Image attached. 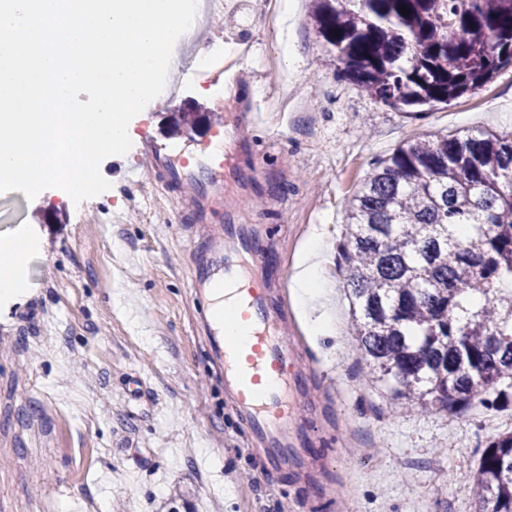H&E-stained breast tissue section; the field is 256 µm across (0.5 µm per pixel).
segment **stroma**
I'll return each mask as SVG.
<instances>
[{
    "instance_id": "stroma-1",
    "label": "stroma",
    "mask_w": 512,
    "mask_h": 512,
    "mask_svg": "<svg viewBox=\"0 0 512 512\" xmlns=\"http://www.w3.org/2000/svg\"><path fill=\"white\" fill-rule=\"evenodd\" d=\"M294 0L277 32L259 13L213 15L204 45H249L246 88L220 96L187 85L181 102H151L132 120L130 151L100 165L111 187L74 203L62 190L0 195V239L37 240L25 288L0 301V512H472L467 488L486 443L512 428V406L420 415L400 411L368 383L353 345L338 244L344 200L399 144L461 129L512 133V67L481 92L406 113L339 76ZM293 96L250 144L266 178L226 194L260 242L296 277L314 237L324 245L321 310L337 323L314 331L296 287L285 300L308 380L298 413L314 464L296 475L265 468L224 395L195 326L193 243L173 198L142 167L148 142H166L180 118L222 100ZM138 169V182L127 173Z\"/></svg>"
}]
</instances>
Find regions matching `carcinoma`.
Segmentation results:
<instances>
[{
  "label": "carcinoma",
  "mask_w": 512,
  "mask_h": 512,
  "mask_svg": "<svg viewBox=\"0 0 512 512\" xmlns=\"http://www.w3.org/2000/svg\"><path fill=\"white\" fill-rule=\"evenodd\" d=\"M343 73L399 108L512 67V0H312ZM409 14H400V7ZM339 255L372 384L423 413L512 403V136L421 137L345 202ZM475 512H512V430L485 446Z\"/></svg>",
  "instance_id": "cac0c4a2"
}]
</instances>
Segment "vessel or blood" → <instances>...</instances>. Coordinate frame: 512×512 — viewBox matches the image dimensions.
<instances>
[{
	"label": "vessel or blood",
	"mask_w": 512,
	"mask_h": 512,
	"mask_svg": "<svg viewBox=\"0 0 512 512\" xmlns=\"http://www.w3.org/2000/svg\"><path fill=\"white\" fill-rule=\"evenodd\" d=\"M245 52L224 57L213 69H190L186 58L172 59L171 68L181 77L196 79L238 94ZM266 122V115L244 103L233 120L216 118L205 136L187 128L176 140L149 143L145 166L156 181L175 194L178 208L190 222L206 226L204 246L198 252L195 291L209 296L203 313L212 358L225 370V392L245 416L254 434L265 445L271 467L305 468L295 446L297 408L293 391L298 386L295 356L288 341V316L277 308L266 285L246 278L240 261L261 263L263 255L243 225H222L214 215L224 208V171L233 163L224 151L225 141L248 143L252 130ZM250 336L246 346L231 343L224 333L227 316Z\"/></svg>",
	"instance_id": "vessel-or-blood-1"
}]
</instances>
